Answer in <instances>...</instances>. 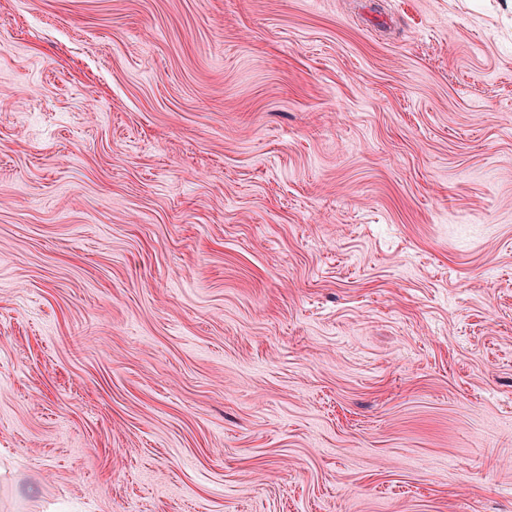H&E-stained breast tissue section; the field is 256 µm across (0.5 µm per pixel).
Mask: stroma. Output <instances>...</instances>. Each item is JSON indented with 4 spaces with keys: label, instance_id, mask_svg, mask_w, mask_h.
Returning <instances> with one entry per match:
<instances>
[{
    "label": "stroma",
    "instance_id": "1",
    "mask_svg": "<svg viewBox=\"0 0 512 512\" xmlns=\"http://www.w3.org/2000/svg\"><path fill=\"white\" fill-rule=\"evenodd\" d=\"M0 512H512V0H0Z\"/></svg>",
    "mask_w": 512,
    "mask_h": 512
}]
</instances>
